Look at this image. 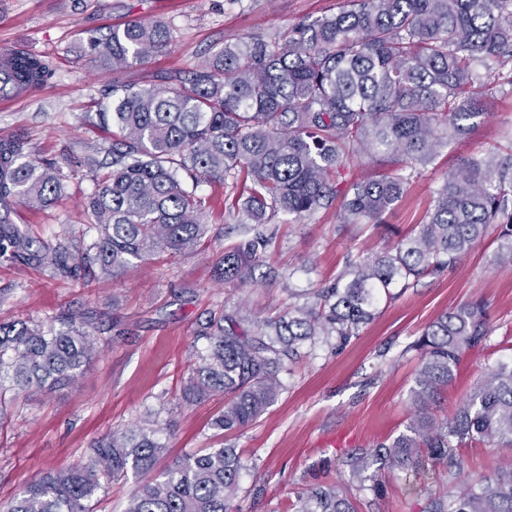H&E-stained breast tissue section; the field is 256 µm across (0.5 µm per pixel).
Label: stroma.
I'll return each mask as SVG.
<instances>
[{"label": "stroma", "mask_w": 512, "mask_h": 512, "mask_svg": "<svg viewBox=\"0 0 512 512\" xmlns=\"http://www.w3.org/2000/svg\"><path fill=\"white\" fill-rule=\"evenodd\" d=\"M338 0H0V50L27 47L52 61L49 82L22 101L0 108V137L25 136L35 157L57 162L65 188L52 205L34 211L10 200L12 223L51 243L64 230L83 228L82 204L96 187L97 170L84 160L105 159L112 129L98 115L112 109V84L140 85L174 77L238 36L285 30L319 15ZM131 20L159 22L170 33L165 54L112 73L82 51L85 32L107 31ZM512 130V93H495L491 117L444 150L384 225L340 224L329 209L298 222L275 220V239L261 259V276L243 285L218 282L214 261L234 245L235 219L224 190L207 183L211 231L195 254L145 258L116 277H95L88 286L52 278L48 271L0 261V322L45 320L71 309H88L103 323L121 320V336L104 348L78 383L9 403L0 426V502L18 497L50 469L79 462L85 448L117 428L135 424L147 411L173 422L162 434L163 464L184 453L226 442L249 468L243 474L236 512H283L315 481H347L346 454L404 432L413 412L410 392L419 363L413 348L423 330L445 311L483 301L491 335L486 350L463 358L457 375L432 408L452 415L482 372L512 356V266L492 262L497 247L487 235L453 271L420 280L390 303L342 349H308L281 373L283 389L245 429H212L223 397L188 403L182 388L194 351L198 319L223 305L244 319H274L290 296L331 282L347 259L375 256L399 235L411 233L432 192L459 158L481 154ZM467 474L512 466V447L474 443L462 448ZM423 497L408 493L404 476L379 472L359 494L358 512H421Z\"/></svg>", "instance_id": "35a3bbf8"}]
</instances>
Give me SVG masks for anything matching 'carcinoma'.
<instances>
[{
    "label": "carcinoma",
    "mask_w": 512,
    "mask_h": 512,
    "mask_svg": "<svg viewBox=\"0 0 512 512\" xmlns=\"http://www.w3.org/2000/svg\"><path fill=\"white\" fill-rule=\"evenodd\" d=\"M161 24L139 21L91 32L83 52L114 72L167 49ZM23 89L53 74L39 57L9 60ZM512 92V0H341L336 11L275 31L224 42L194 69L149 87L117 81L112 111V171L85 203L86 231L77 247L56 245L0 220V257L26 261L61 278L79 267L116 277L156 252L188 254L209 232L198 184L233 192L229 213L246 238L217 258L226 284L253 279L272 242L275 217L301 220L339 202V224L384 223L440 151L490 115L489 91ZM370 167L350 186V160ZM63 190L55 164L32 158L27 139L0 137V201L12 194L35 209ZM418 233L371 259L350 262L333 282L291 294L288 313L252 321L217 308L197 322L207 341L183 388L190 401L224 395L212 422L235 431L256 420L280 395L279 374L305 344L341 348L374 317L380 300L425 277L458 266L493 229L496 265H512V148L491 146L464 158L433 192ZM93 313L75 310L47 322H0V420L5 395L33 397L74 383L99 352ZM490 337L486 304L446 312L414 344L420 365L406 432L374 450L354 449L348 484L315 483L290 512H357L349 486L363 489L371 469L419 478L444 475L448 490L428 494L422 512H512V468L465 476L458 449L467 442L512 446V358L487 369L451 419L429 409L454 380L462 358ZM172 426L148 411L138 425L112 431L75 466L48 471L5 512H91L105 484L134 471L145 476L124 512H233L247 464L231 446L188 452L153 478L167 452L159 434Z\"/></svg>",
    "instance_id": "1"
}]
</instances>
